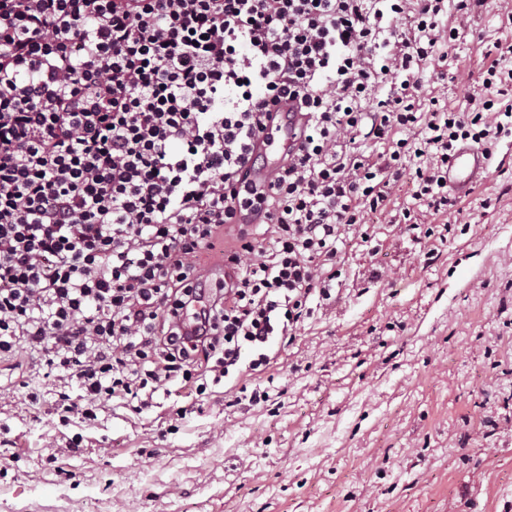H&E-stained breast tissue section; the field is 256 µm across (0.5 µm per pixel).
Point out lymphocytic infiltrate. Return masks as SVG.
Listing matches in <instances>:
<instances>
[{
	"label": "lymphocytic infiltrate",
	"mask_w": 512,
	"mask_h": 512,
	"mask_svg": "<svg viewBox=\"0 0 512 512\" xmlns=\"http://www.w3.org/2000/svg\"><path fill=\"white\" fill-rule=\"evenodd\" d=\"M480 3L0 0V358L77 381L65 416L139 414L173 382L264 371L401 181L402 231L455 235L448 158L512 137V43L467 111L418 76ZM287 100L305 121L266 187L254 138Z\"/></svg>",
	"instance_id": "obj_1"
}]
</instances>
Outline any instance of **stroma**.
I'll return each mask as SVG.
<instances>
[{
  "instance_id": "stroma-1",
  "label": "stroma",
  "mask_w": 512,
  "mask_h": 512,
  "mask_svg": "<svg viewBox=\"0 0 512 512\" xmlns=\"http://www.w3.org/2000/svg\"><path fill=\"white\" fill-rule=\"evenodd\" d=\"M484 0L424 91L452 108L512 40ZM490 208H483L484 200ZM467 234L427 253L371 220L347 242L335 302L315 307L268 369L206 398L157 392L133 413L114 400L94 424L56 414L76 382L27 357L0 358V512H505L512 505V141L459 198ZM259 388L268 402L237 403ZM505 420L477 434L481 406ZM186 408L178 417L177 408Z\"/></svg>"
}]
</instances>
